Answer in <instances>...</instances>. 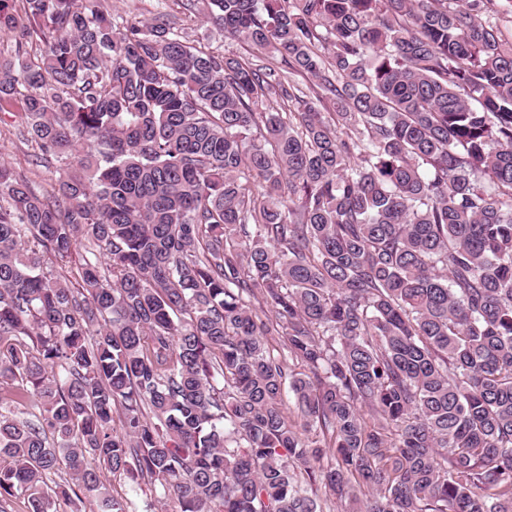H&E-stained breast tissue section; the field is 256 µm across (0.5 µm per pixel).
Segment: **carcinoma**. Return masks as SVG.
Here are the masks:
<instances>
[{"label": "carcinoma", "mask_w": 512, "mask_h": 512, "mask_svg": "<svg viewBox=\"0 0 512 512\" xmlns=\"http://www.w3.org/2000/svg\"><path fill=\"white\" fill-rule=\"evenodd\" d=\"M499 2L206 0L227 57L0 0V109L65 164L52 198L0 164V502L130 512L109 472L173 512H512ZM84 241L106 265L46 266Z\"/></svg>", "instance_id": "cac0c4a2"}]
</instances>
